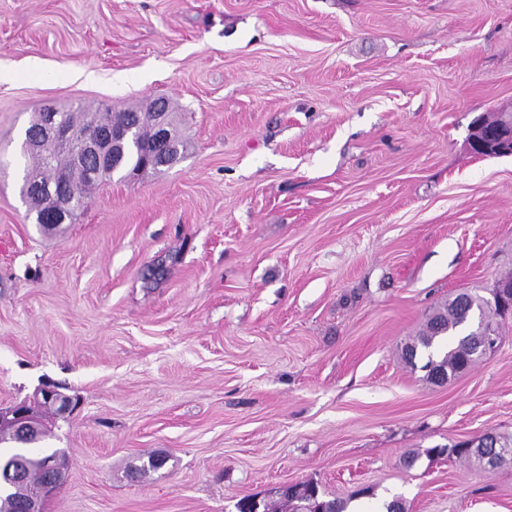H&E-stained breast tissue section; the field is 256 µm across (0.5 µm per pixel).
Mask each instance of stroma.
Instances as JSON below:
<instances>
[{
    "instance_id": "1",
    "label": "stroma",
    "mask_w": 512,
    "mask_h": 512,
    "mask_svg": "<svg viewBox=\"0 0 512 512\" xmlns=\"http://www.w3.org/2000/svg\"><path fill=\"white\" fill-rule=\"evenodd\" d=\"M0 69V407L79 401L44 418L67 462L46 512H236L311 481L512 512V457L424 454L512 436V314L446 384L403 354L512 275V157L467 149L512 103V0H0ZM156 97L180 163L43 232L20 196L35 112ZM505 439L509 442L511 448H497L503 440L502 436L490 433L479 438L460 442L459 444L462 448H457V445H454L452 448H430L427 450V455L430 458H436V455H443L448 452V454L468 460L469 457L463 449L465 448L476 461L480 462L486 469L492 470L497 465L500 455L507 456L511 454L512 437H505Z\"/></svg>"
}]
</instances>
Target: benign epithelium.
<instances>
[{
  "label": "benign epithelium",
  "mask_w": 512,
  "mask_h": 512,
  "mask_svg": "<svg viewBox=\"0 0 512 512\" xmlns=\"http://www.w3.org/2000/svg\"><path fill=\"white\" fill-rule=\"evenodd\" d=\"M151 111L155 115V137L146 145L142 152L145 163L150 164L163 157V153L174 149L176 133L168 119V109L164 100L156 98L150 102ZM37 133L25 136L22 144L27 153H41L46 157L55 152H62L72 159L73 171L83 172L93 177L112 163V159L124 153L125 149L137 148L134 126H112V121L104 115H99L92 124V129L83 135H78L66 121L65 113L58 108L45 105L38 111ZM468 149L477 156H487L499 153H512V123L507 126L488 127L481 125L475 129V135L467 141ZM46 192L54 197L57 209L68 214L79 208L81 201L75 191V180L70 172L59 174L57 183L46 187ZM52 403L59 407V415L64 416L71 411V400L56 388L43 386L39 388L32 399L22 404L0 411V429L3 436L16 440L28 438L39 439V428L34 417L33 406L36 403ZM502 436L485 434L479 438L460 442V447L486 469L492 470L497 465L500 456L512 453L509 448H498ZM17 456L0 458V483L18 482L24 473L16 465ZM50 474L39 496L34 497L19 507V512H42L43 501L54 491L62 479L59 471L51 462L46 464Z\"/></svg>",
  "instance_id": "obj_1"
}]
</instances>
